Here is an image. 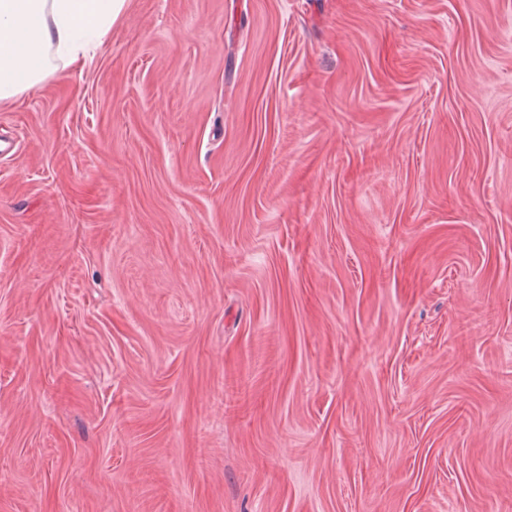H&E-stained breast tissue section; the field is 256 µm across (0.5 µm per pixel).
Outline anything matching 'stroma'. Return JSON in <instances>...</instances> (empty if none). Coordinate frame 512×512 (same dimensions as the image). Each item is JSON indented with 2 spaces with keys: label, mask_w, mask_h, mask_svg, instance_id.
Segmentation results:
<instances>
[{
  "label": "stroma",
  "mask_w": 512,
  "mask_h": 512,
  "mask_svg": "<svg viewBox=\"0 0 512 512\" xmlns=\"http://www.w3.org/2000/svg\"><path fill=\"white\" fill-rule=\"evenodd\" d=\"M9 140L0 512H512V0H126Z\"/></svg>",
  "instance_id": "stroma-1"
}]
</instances>
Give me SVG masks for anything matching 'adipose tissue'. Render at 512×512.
<instances>
[{
	"mask_svg": "<svg viewBox=\"0 0 512 512\" xmlns=\"http://www.w3.org/2000/svg\"><path fill=\"white\" fill-rule=\"evenodd\" d=\"M125 0H0V101L94 56Z\"/></svg>",
	"mask_w": 512,
	"mask_h": 512,
	"instance_id": "obj_1",
	"label": "adipose tissue"
}]
</instances>
